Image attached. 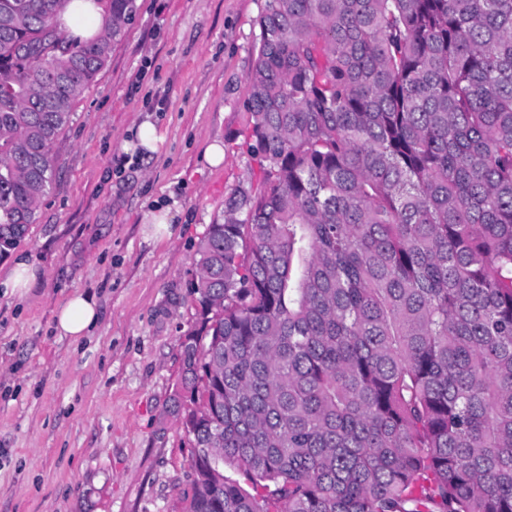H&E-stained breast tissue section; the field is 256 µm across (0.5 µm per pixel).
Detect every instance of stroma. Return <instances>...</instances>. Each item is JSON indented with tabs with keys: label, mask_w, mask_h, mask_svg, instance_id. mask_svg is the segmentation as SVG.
Instances as JSON below:
<instances>
[{
	"label": "stroma",
	"mask_w": 512,
	"mask_h": 512,
	"mask_svg": "<svg viewBox=\"0 0 512 512\" xmlns=\"http://www.w3.org/2000/svg\"><path fill=\"white\" fill-rule=\"evenodd\" d=\"M137 3L55 143V184L19 244L39 278L0 293V512H184L190 447L172 402L199 321L192 256L232 191L259 180L245 139L263 2ZM145 121L164 143L126 153ZM158 202L176 207L163 239ZM76 291L99 311L80 343L55 330Z\"/></svg>",
	"instance_id": "stroma-1"
}]
</instances>
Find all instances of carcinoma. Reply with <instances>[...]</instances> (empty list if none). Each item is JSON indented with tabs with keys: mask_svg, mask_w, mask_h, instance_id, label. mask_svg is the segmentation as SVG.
Instances as JSON below:
<instances>
[{
	"mask_svg": "<svg viewBox=\"0 0 512 512\" xmlns=\"http://www.w3.org/2000/svg\"><path fill=\"white\" fill-rule=\"evenodd\" d=\"M0 0V256L136 0ZM239 187L193 258L185 512H512V0H264ZM92 0H71L58 15L62 25L60 30L69 38L88 39L98 36L102 30L105 9L103 4Z\"/></svg>",
	"mask_w": 512,
	"mask_h": 512,
	"instance_id": "carcinoma-1",
	"label": "carcinoma"
}]
</instances>
